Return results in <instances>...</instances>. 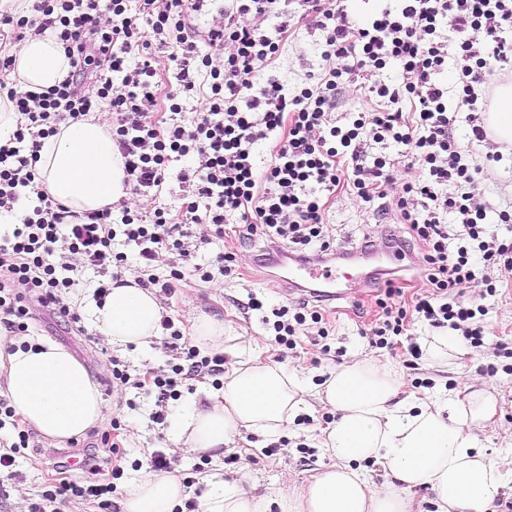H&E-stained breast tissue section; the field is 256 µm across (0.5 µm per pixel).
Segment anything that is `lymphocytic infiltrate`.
Instances as JSON below:
<instances>
[{
    "label": "lymphocytic infiltrate",
    "instance_id": "obj_1",
    "mask_svg": "<svg viewBox=\"0 0 512 512\" xmlns=\"http://www.w3.org/2000/svg\"><path fill=\"white\" fill-rule=\"evenodd\" d=\"M210 0H35L34 16H0V37L23 41L28 30L51 32L61 44L70 70L63 82L35 94L8 89L21 119L9 144L0 145V211L17 212L12 234L0 236V325L17 336L29 333L30 305L39 303L61 321L74 325L80 316L66 296L77 284L70 267L58 265L56 251L83 255L108 277L97 289L105 297L111 281L122 279L131 255L114 250L116 237L135 245L141 267H149L159 250L183 252L195 225L214 226L224 235V218L240 215L244 233L262 235L279 255L324 260L334 249L324 224V193L347 186L370 207L384 208L393 159L369 157V142L394 143L400 157L417 165L421 175L404 182L396 201L407 240L420 248L429 283L412 309L379 301L377 342L401 335L408 311L433 328L461 332L471 346H482L485 327L477 309L460 298L461 288L476 277L467 248L449 252L450 238L476 242L483 261L512 270V237L488 234L487 212L467 185L476 167L456 140L457 108L468 111L475 141L486 138L481 112L485 98L476 85L490 83L499 64L512 63V0H400L363 25L352 24L335 0H298L303 18L325 34L326 56L336 65L294 91L277 80L258 81L257 72L282 52L291 29L289 0H225L223 25L196 31L195 17ZM278 20L274 31L248 24V16ZM457 32H481L483 41H457L463 61L458 106L450 108L436 77L448 64L442 33L445 20ZM224 53L223 67L212 65V51ZM396 66L399 84L376 83L381 107L358 113L349 124H336V96L350 76L374 74ZM168 90L160 92L159 75ZM198 94L203 102L190 123H183L182 96ZM167 112L165 123L149 112ZM115 114L112 138L124 158L133 193L160 195L172 165L185 187L182 219L173 222L166 205L142 215L130 209H105L78 216L37 188L36 163L43 139L61 123L77 122L93 112ZM275 142L266 168L255 162L259 141ZM454 184L461 191L444 193ZM454 223H444L445 214ZM275 341L296 344L306 321L320 322L319 306L272 309ZM170 349L181 360L153 379L159 400L177 399L194 376L224 373L222 355H201L164 321ZM111 455L87 453L86 479L60 482L45 491L32 512H61L71 499L96 502L103 512L112 505L115 482L122 476ZM108 479H100L103 465Z\"/></svg>",
    "mask_w": 512,
    "mask_h": 512
}]
</instances>
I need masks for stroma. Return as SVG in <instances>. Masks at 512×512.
I'll return each instance as SVG.
<instances>
[{
  "label": "stroma",
  "mask_w": 512,
  "mask_h": 512,
  "mask_svg": "<svg viewBox=\"0 0 512 512\" xmlns=\"http://www.w3.org/2000/svg\"><path fill=\"white\" fill-rule=\"evenodd\" d=\"M324 39L323 32L310 21L293 23L282 54L260 71V78L276 79L285 88L292 89L303 84L308 75L334 67V60L324 55ZM399 80V73L392 68L370 79L352 78L337 99L334 112L337 124L350 123L358 113L377 109L378 99L368 90L371 82L394 84ZM467 117V112H459L454 133L464 149L470 150L475 165L482 169L475 178L472 192L476 201L486 208L489 232L510 236L512 223H500L498 214L512 208V149L489 140L474 141ZM496 153L501 156L497 162L492 159ZM324 218L330 240L341 256L338 263L341 277L335 285L340 297L321 304L331 325L327 338H319L318 325L311 323L305 326L296 348L281 347L264 323V312L246 310L245 305L252 295L265 299L273 308L297 304L300 293L290 281L288 268L263 267L256 262L262 242L242 237L239 232L242 220L237 215L226 217L223 238H215L209 226L193 227L191 237L186 238L195 263L210 265L225 251L231 252L233 259L229 273L215 275L207 282L188 275L176 282L171 291L159 292L158 298L175 330L188 333L192 318L200 313L207 314L224 323V333L229 337L223 350L225 363L236 359L234 343L248 342L253 346L254 355L303 374L316 385L359 352L374 355L396 367L409 393L430 391L440 384L455 389L460 382L475 381L477 387L499 397L496 427L477 430L485 452L496 461L511 456L512 361L504 356L503 350L512 348V271L497 264H479L478 277L464 288L462 299L472 306L485 308L486 341L483 346L470 348L468 354L448 370L430 369L423 360L409 353L411 345L422 344L426 337L435 335V328L427 321L413 319L397 343L387 348L376 345L370 333L380 316L376 300L383 297L385 291L383 280H370L371 272L378 268L396 271L395 282L400 293L394 301L407 307L426 290L416 262L417 247L409 246L399 257L389 248L391 237L404 235V225L398 223L395 213L374 211L341 187L328 195ZM365 233L373 244L371 253L350 254L354 240ZM490 284L497 288L492 296L486 293ZM30 339L46 340L67 348L97 384L109 411L103 423L87 431L82 441L96 443L105 436L119 448L117 460L123 476L117 482L118 493L112 499L110 512H122L121 492L139 475L138 460L145 451H167L168 448L167 426L156 424L152 419L157 404L148 384L154 374L167 370L173 360L170 350L159 339L143 350L113 351L92 330L76 332L37 305L32 308ZM113 355L126 362L132 383H113L109 363ZM335 419L331 408L313 397L309 400L308 413L279 437L271 439L245 432L236 438L233 448L221 453L170 454L172 472L180 477L198 466L207 474L241 480L247 491L256 494L273 486L300 485L330 465L329 455L318 446V436L321 429ZM30 444V449L16 456V478L0 485V512H31L33 503L39 500L54 477V442L35 433Z\"/></svg>",
  "instance_id": "stroma-1"
}]
</instances>
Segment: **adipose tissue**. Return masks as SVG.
<instances>
[{
    "label": "adipose tissue",
    "instance_id": "adipose-tissue-1",
    "mask_svg": "<svg viewBox=\"0 0 512 512\" xmlns=\"http://www.w3.org/2000/svg\"><path fill=\"white\" fill-rule=\"evenodd\" d=\"M11 86L44 92L68 75V61L55 38L29 32L14 54ZM488 137L512 145V83L499 85L484 119ZM44 194L84 214L129 199L121 151L108 124L90 116L60 124L44 139L36 164ZM166 311L153 290L134 276L112 284L89 310V323L110 345L138 348L160 336ZM0 383L15 414L45 439L62 443L99 425L106 404L86 367L68 350L47 341L12 349L0 338ZM305 379L256 357L235 361L222 392L206 403L173 408V451L207 454L223 450L241 431L278 437L308 408ZM336 413L320 445L333 459L304 489H268L255 495L236 480L204 476L199 512H413V495L432 493L435 512H491L512 485V470L487 457L473 432L496 412L492 394L438 389L432 396L405 393L401 374L370 356H356L330 372L317 387ZM382 465L391 484L378 487L367 463ZM189 495L179 479L146 471L124 493L123 512H174Z\"/></svg>",
    "mask_w": 512,
    "mask_h": 512
}]
</instances>
